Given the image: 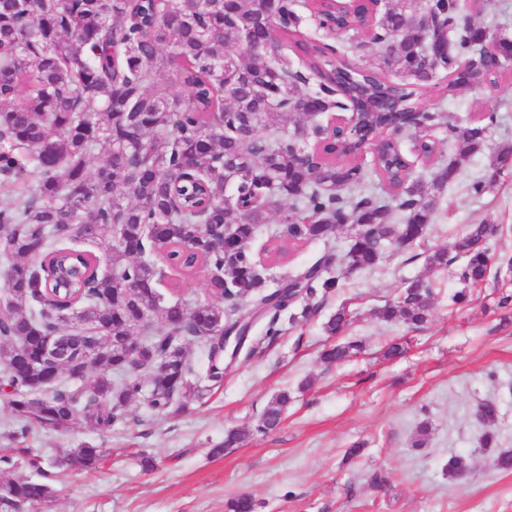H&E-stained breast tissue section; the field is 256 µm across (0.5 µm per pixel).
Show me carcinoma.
Instances as JSON below:
<instances>
[{
	"label": "carcinoma",
	"instance_id": "obj_1",
	"mask_svg": "<svg viewBox=\"0 0 512 512\" xmlns=\"http://www.w3.org/2000/svg\"><path fill=\"white\" fill-rule=\"evenodd\" d=\"M301 8L299 0H278L274 10L268 0H0V173L22 184L0 207V259L10 285L0 314V385L11 388L18 420L108 431L137 397L157 414L180 410L220 386L222 328L242 298L277 296L265 332L274 339L295 296L310 301L338 287L339 277L324 276L318 262L288 287L266 291L252 243L281 199L288 200L292 240L327 239L339 225H355L339 259L345 274L375 267L397 232L410 245L425 238L448 183L496 116L460 126L446 112L421 107L419 97L441 71L449 98L464 84L497 87L500 71L454 63L479 50V32L460 21L454 0H390L373 18L375 34L383 35L377 62L356 70L333 63L326 44L300 36ZM426 14L455 34L453 53L434 69L422 64L424 47L414 37ZM273 42L276 54L264 50ZM173 66L181 94L158 82ZM300 99L320 112L344 102L356 121L333 139L300 123L307 116L296 107ZM419 108L415 138L444 127L461 152L402 181L405 156L388 142L375 162L377 183L370 182L360 163L365 142ZM262 126L267 135L244 136ZM99 147L107 158L91 174L87 160ZM394 213L402 223L390 222ZM207 224L235 225L240 247L232 269ZM491 238L490 225L473 224L454 256L437 249L429 266L456 263L460 283L479 284ZM108 240L113 255L103 271L85 246ZM165 270L204 273L215 300L190 306L164 295ZM431 300V286L414 281L375 315L417 329L429 321ZM348 324L342 307L325 330L335 336ZM85 330L105 342L83 373L75 371V353L45 352L49 338L77 343ZM133 336L136 369L126 349ZM190 341L207 353L203 376L186 349ZM362 349L350 340L321 359L344 361ZM93 368L96 375L83 384ZM204 378L212 386L201 385ZM289 400L286 391L273 399L256 431L275 429ZM478 418L480 443L490 448L496 402H482ZM104 453L87 445L70 456L94 469ZM53 494L47 473L0 484V501L9 506L43 505ZM257 508L247 496L227 501L228 512Z\"/></svg>",
	"mask_w": 512,
	"mask_h": 512
}]
</instances>
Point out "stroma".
Here are the masks:
<instances>
[{
  "instance_id": "35a3bbf8",
  "label": "stroma",
  "mask_w": 512,
  "mask_h": 512,
  "mask_svg": "<svg viewBox=\"0 0 512 512\" xmlns=\"http://www.w3.org/2000/svg\"><path fill=\"white\" fill-rule=\"evenodd\" d=\"M470 14L497 36L512 39V0H471ZM425 105L474 124L498 115L479 153L469 156L434 214L427 238L411 247L389 246L372 269L350 274L307 318L266 340V319L251 334L260 343L225 365L220 387L190 401L185 410L157 414L133 400V416L102 432L22 427L0 390V456L30 449L51 462L84 444L106 451L99 468L56 473L55 498L47 512H226L229 498L246 494L258 512H512V471L493 468L498 451L512 449V308L498 305L512 291V274L472 288L470 302L451 301L461 285L451 271L430 270L434 250L452 248L472 224H495L492 262L512 258V167L501 170L480 196L469 185L487 179L499 146L512 144V69L497 90L470 88L454 98L428 88ZM352 225L330 240L295 243L287 258L269 264L268 286L294 276L330 253L344 251ZM434 288L432 316L420 329L378 320L374 311L415 280ZM351 314L347 337L364 351L327 365L320 353L332 339L324 329L339 307ZM401 356L386 357L392 341ZM292 397L279 426L266 434L256 426L281 391ZM500 407L497 445L480 447L481 402ZM430 434L424 447L412 441L420 423ZM244 440L223 454L229 430ZM356 441L358 457L345 452ZM453 455L467 462L464 474L448 476ZM155 467L143 470L142 457Z\"/></svg>"
}]
</instances>
